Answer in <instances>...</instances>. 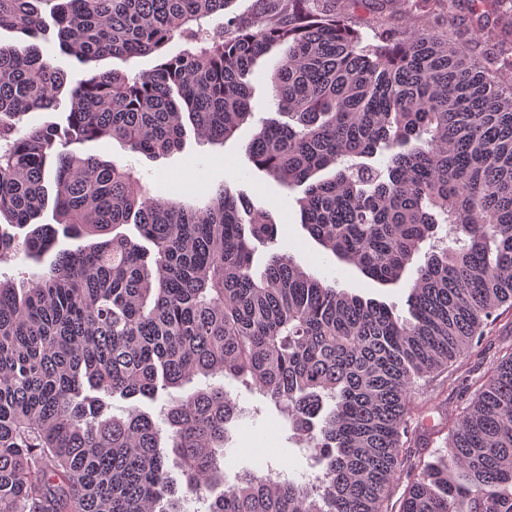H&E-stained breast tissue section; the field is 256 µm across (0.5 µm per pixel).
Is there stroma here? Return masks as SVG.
Instances as JSON below:
<instances>
[{
	"label": "stroma",
	"mask_w": 512,
	"mask_h": 512,
	"mask_svg": "<svg viewBox=\"0 0 512 512\" xmlns=\"http://www.w3.org/2000/svg\"><path fill=\"white\" fill-rule=\"evenodd\" d=\"M329 6L351 16L368 39L372 38L375 28L383 23L396 28H413L423 22L410 13L406 0H330ZM425 22L438 29L447 28L453 22L462 30L481 28L488 31L491 42L480 44L475 50L476 56L482 60L492 55L495 41L512 40V12L495 10L488 0H457L452 16L432 15ZM277 59V54L272 53L259 60L252 79L254 119L243 125L236 137L226 144L200 143L194 132L190 131L179 152L154 161L132 154L122 143L112 139L85 144L81 151L103 160L132 165L137 176L155 196L195 202L204 198L219 183L228 184L233 191L243 194L255 208L271 211L276 221V243L271 248L259 247L257 263H264L270 250L287 253L307 272L335 284L337 289L366 300L385 303L393 306L398 314H406L413 272H406L396 284L381 285L366 278L357 269L343 266L303 229L294 192L282 188L248 162L244 146L256 131L259 120L276 115L270 78ZM488 342L491 349L485 355L468 356L450 365L447 371L435 374L423 387L422 399L437 406L439 412L448 417H455L461 403V393L449 387V376L457 377L469 371L478 375L487 372L496 358V349L512 344V309L501 308L499 318L489 330ZM230 389L238 395L242 406H257L261 412L232 427L226 450L229 467L234 470L248 467L260 472L269 468L285 470L296 478L311 472L313 462L298 441L291 439L288 423L276 411L265 407L260 395L241 390L235 383L231 384Z\"/></svg>",
	"instance_id": "obj_1"
}]
</instances>
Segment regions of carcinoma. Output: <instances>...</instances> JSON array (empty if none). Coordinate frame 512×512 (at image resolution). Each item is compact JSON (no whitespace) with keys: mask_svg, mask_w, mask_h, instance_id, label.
Here are the masks:
<instances>
[{"mask_svg":"<svg viewBox=\"0 0 512 512\" xmlns=\"http://www.w3.org/2000/svg\"><path fill=\"white\" fill-rule=\"evenodd\" d=\"M233 2L0 0V28L31 40L0 46V218L25 231H0V262L53 254L26 288L0 280V512H185L173 468L206 512H512V346L462 380L453 425L416 399L512 308V87L473 58L484 33L381 25L367 42L323 0H259L266 20L206 27ZM46 7L79 62L158 64L67 87L37 44ZM281 45L284 120L262 122L246 157L302 188L305 230L367 278L394 284L423 254L409 319L285 253L255 271L276 222L227 184L201 204L154 198L133 167L76 150L116 139L157 159L188 124L228 142ZM66 87L65 122L25 127ZM49 205L56 224H33ZM199 376L262 394L320 470L229 476L245 410L222 384L171 394ZM116 395L130 405L111 414ZM162 396L165 436L139 406Z\"/></svg>","mask_w":512,"mask_h":512,"instance_id":"cac0c4a2","label":"carcinoma"}]
</instances>
